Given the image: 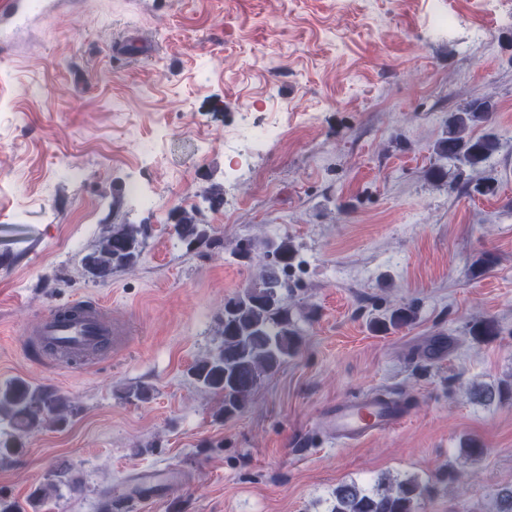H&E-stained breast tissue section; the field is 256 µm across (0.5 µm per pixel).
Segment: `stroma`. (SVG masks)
Here are the masks:
<instances>
[{"mask_svg":"<svg viewBox=\"0 0 512 512\" xmlns=\"http://www.w3.org/2000/svg\"><path fill=\"white\" fill-rule=\"evenodd\" d=\"M477 99L492 112L469 133L498 151L435 178L449 117ZM270 111L281 138L225 149ZM487 177L495 193L474 192ZM184 210L210 248L174 237ZM112 224L146 225L143 252L91 278L82 259ZM243 238L296 247L302 342L221 418L187 371L258 265L234 255ZM99 298L104 356L43 364L35 322ZM402 304L411 326L373 329ZM482 321L497 334L478 342ZM16 378L75 404L0 456L18 512H100L107 489L112 512H325L341 483L410 475L438 486L418 512H489L512 485V399L468 391L512 382V0H61L19 29L0 45V383ZM135 385L151 399L126 398ZM379 390L409 420L338 446L324 408ZM167 465L181 480L133 503L130 475Z\"/></svg>","mask_w":512,"mask_h":512,"instance_id":"1","label":"stroma"}]
</instances>
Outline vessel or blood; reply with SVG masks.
<instances>
[{
	"label": "vessel or blood",
	"mask_w": 512,
	"mask_h": 512,
	"mask_svg": "<svg viewBox=\"0 0 512 512\" xmlns=\"http://www.w3.org/2000/svg\"><path fill=\"white\" fill-rule=\"evenodd\" d=\"M42 4L43 0H0V41H6L11 20L41 9ZM35 332L42 343L50 345L51 364L58 365L95 353L101 338L111 335L112 326L105 304L97 300L66 304L50 311L37 322ZM409 417L403 404L371 391L329 405L321 423L337 441L347 444L398 427ZM174 476V471L163 467L139 472L137 481L140 489L148 493Z\"/></svg>",
	"instance_id": "obj_1"
}]
</instances>
